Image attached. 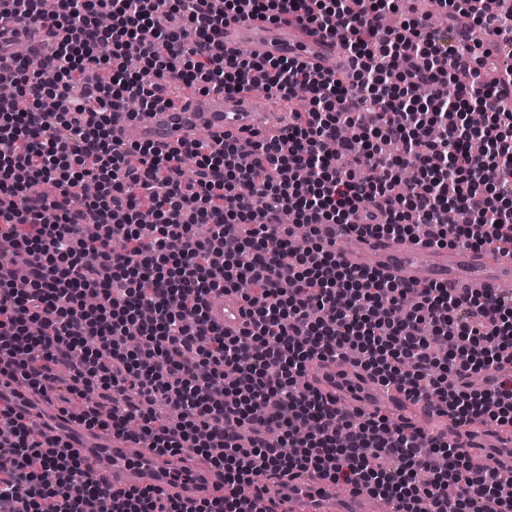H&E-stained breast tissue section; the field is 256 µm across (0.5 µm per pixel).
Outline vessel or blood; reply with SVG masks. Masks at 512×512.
Listing matches in <instances>:
<instances>
[{"instance_id":"1","label":"vessel or blood","mask_w":512,"mask_h":512,"mask_svg":"<svg viewBox=\"0 0 512 512\" xmlns=\"http://www.w3.org/2000/svg\"><path fill=\"white\" fill-rule=\"evenodd\" d=\"M224 44L229 48L248 49L259 57L294 58L324 71L331 69L330 56L336 50L335 43L300 24H269L259 20L225 26ZM265 101L266 94L259 89L192 94L180 104L163 106L136 117L126 112L113 113V126L126 142L148 143L173 153L185 141L199 137L210 141L265 131L268 127L263 112ZM345 259L351 265L371 268L397 282L417 287L437 282L470 292H485L512 282L511 258L494 264L487 261L484 253L470 249H456L448 258L443 251L425 249L411 242L368 238L346 254ZM210 316L213 322L235 333L246 322L244 303L233 293L225 294L221 304L212 306ZM341 385L344 396L355 406L371 394L380 403L391 398L390 392L383 388L369 390L360 379L345 377ZM17 402L22 408H34L45 417L61 415L55 401L40 394L22 393ZM75 450L100 484L115 495L133 487L155 486L187 500L214 491V479L205 471L188 469L182 456L158 457L144 449L134 457L129 453L128 442L110 434L90 438L88 443L76 445ZM280 482L317 498L331 490L330 483L316 474L284 475Z\"/></svg>"}]
</instances>
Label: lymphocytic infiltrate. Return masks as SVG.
<instances>
[{"instance_id":"lymphocytic-infiltrate-1","label":"lymphocytic infiltrate","mask_w":512,"mask_h":512,"mask_svg":"<svg viewBox=\"0 0 512 512\" xmlns=\"http://www.w3.org/2000/svg\"><path fill=\"white\" fill-rule=\"evenodd\" d=\"M404 0H0V375L80 401L87 429L158 456H201L216 495L157 487L107 495L68 441L29 436L0 397V512H257L244 494L265 473L313 471L391 512H512V476L474 470L460 440L489 421L512 435V295L410 287L348 264L340 238L386 237L512 255V75L488 82L506 36L499 0H443L448 24ZM403 14L383 28L384 15ZM66 31L56 38L46 19ZM296 22L341 43L342 72L244 54L225 25ZM39 32L20 56L15 23ZM249 86L310 107L281 136L178 154L129 144L112 114L153 110L165 85ZM484 112L481 126L468 106ZM482 139L485 151L467 145ZM335 140L336 155L323 144ZM196 160L193 179L184 157ZM410 165L418 180L400 186ZM290 210L308 232L291 248ZM243 294L249 322H212L214 296ZM415 294L392 324L384 309ZM345 363L412 402L433 400L452 431L433 435L339 405L300 383L309 364ZM485 376L483 386L471 377Z\"/></svg>"}]
</instances>
